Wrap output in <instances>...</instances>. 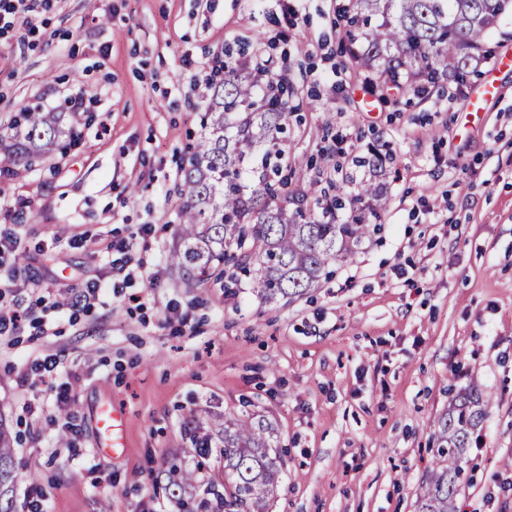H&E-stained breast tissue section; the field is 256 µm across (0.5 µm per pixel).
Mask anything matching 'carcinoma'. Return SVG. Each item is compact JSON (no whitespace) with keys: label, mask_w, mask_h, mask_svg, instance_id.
Instances as JSON below:
<instances>
[{"label":"carcinoma","mask_w":512,"mask_h":512,"mask_svg":"<svg viewBox=\"0 0 512 512\" xmlns=\"http://www.w3.org/2000/svg\"><path fill=\"white\" fill-rule=\"evenodd\" d=\"M512 17V0H350L340 15L352 61L374 74L380 86L402 89L441 75L464 76L502 19ZM262 86L239 69L224 72L212 87L201 116L204 134L183 169L184 204L178 245L171 264L191 280L204 281L225 267L227 281L249 280L265 301L302 296L331 274L330 267L353 258L377 225L384 195L376 179L383 165L355 156V166L372 169L347 197L328 196L313 182L288 189L283 149L290 112L269 102ZM0 136V174L56 149L76 135L63 112L26 107ZM314 197L316 209L301 206ZM294 208H289V205ZM489 401L477 390L457 394L432 433L434 462L417 512H456L465 473L462 460ZM224 482L189 471L173 458L169 484L179 491L182 512H263L277 488L280 466L269 453V427L224 420ZM17 479L13 437L0 422V512H13Z\"/></svg>","instance_id":"obj_1"}]
</instances>
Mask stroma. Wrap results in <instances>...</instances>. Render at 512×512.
I'll return each instance as SVG.
<instances>
[{"label": "stroma", "instance_id": "1", "mask_svg": "<svg viewBox=\"0 0 512 512\" xmlns=\"http://www.w3.org/2000/svg\"><path fill=\"white\" fill-rule=\"evenodd\" d=\"M347 0H37L0 30V133L27 106L62 111L79 91L78 138L0 177V226L21 239L20 335L0 337V416L20 433L13 500L33 486L51 512H179L172 453L211 435L207 475L223 478L217 423L272 429L281 469L265 512H416L449 390L491 403L464 456L460 512H512V69L474 116L463 106L512 53V18L465 82L426 92L369 87L349 59ZM263 52L288 73L299 114L285 145L294 185L356 193L355 146L386 158L381 232L311 293L272 303L247 284L188 281L167 256L181 169L200 134L192 75L230 52ZM138 186L129 199V186ZM151 225L140 236V225ZM156 280L135 279L78 313L87 282L112 280V242ZM56 355L68 401L19 384L31 355ZM124 415L121 445L95 418ZM122 419L120 410L112 405L100 410L96 417V426L99 434L98 447L106 448L114 444L116 429Z\"/></svg>", "mask_w": 512, "mask_h": 512}]
</instances>
